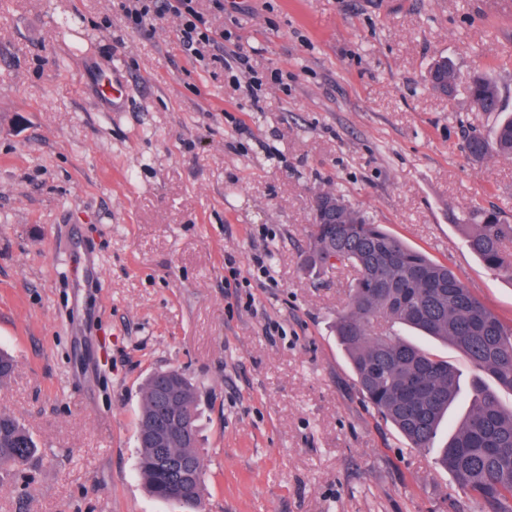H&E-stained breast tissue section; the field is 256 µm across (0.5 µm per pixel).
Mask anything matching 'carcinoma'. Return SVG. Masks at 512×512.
<instances>
[{"instance_id":"1","label":"carcinoma","mask_w":512,"mask_h":512,"mask_svg":"<svg viewBox=\"0 0 512 512\" xmlns=\"http://www.w3.org/2000/svg\"><path fill=\"white\" fill-rule=\"evenodd\" d=\"M435 79L457 90L451 62H435ZM472 106L500 115L498 83L484 74L466 87ZM466 152L479 164L489 155L512 158V115L498 120L492 139L465 136ZM348 204L342 224L309 226L303 264L326 274L335 264L350 265L357 277L336 318V339L346 353L355 384L365 401L411 448L435 447L448 409L460 392V378L448 361L400 336L408 327L451 344L473 367L470 409L439 448L438 464L462 487L477 512H512V407L502 405L496 387L512 391V325L504 323L448 266L438 263ZM465 243L492 273L512 280V224L494 208H475L459 218ZM493 380L491 387L487 380ZM177 386L188 415L191 439L171 448L174 454L201 457L199 389L176 369L159 370L145 381L137 420V471L145 489L170 500L174 471L157 463V448L143 426L158 415L160 388ZM37 452L20 421L0 412V462L8 470L25 468Z\"/></svg>"}]
</instances>
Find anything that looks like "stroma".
I'll use <instances>...</instances> for the list:
<instances>
[{
  "label": "stroma",
  "mask_w": 512,
  "mask_h": 512,
  "mask_svg": "<svg viewBox=\"0 0 512 512\" xmlns=\"http://www.w3.org/2000/svg\"><path fill=\"white\" fill-rule=\"evenodd\" d=\"M498 3L246 0L212 23L276 73L255 103L187 60L174 15L147 34L112 0H0V411L40 449L0 475V512H187L136 471L141 390L165 368L200 390L203 512H471L355 385L334 336L354 268L311 277L301 253L315 193L337 190L512 323V282L456 224L474 206L512 223V159L472 164L464 136L492 137L495 116L425 87L446 56L512 113ZM260 253L270 279L224 267Z\"/></svg>",
  "instance_id": "stroma-1"
}]
</instances>
